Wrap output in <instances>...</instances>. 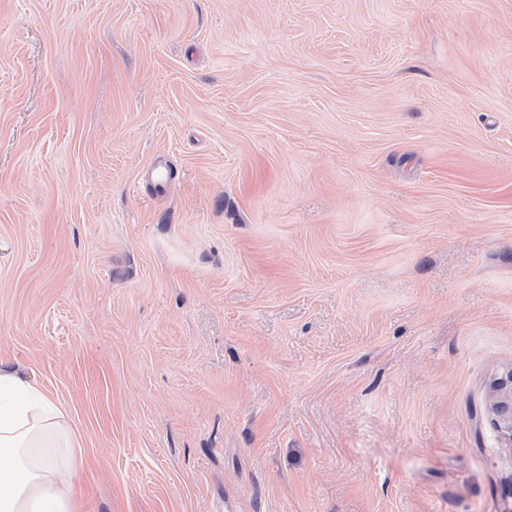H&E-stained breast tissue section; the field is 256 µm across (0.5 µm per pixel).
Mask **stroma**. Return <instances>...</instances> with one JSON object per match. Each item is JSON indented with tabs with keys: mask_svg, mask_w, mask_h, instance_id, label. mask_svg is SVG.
Wrapping results in <instances>:
<instances>
[{
	"mask_svg": "<svg viewBox=\"0 0 512 512\" xmlns=\"http://www.w3.org/2000/svg\"><path fill=\"white\" fill-rule=\"evenodd\" d=\"M0 366L82 512H506L512 0H0ZM493 411L501 434L512 446V369L498 379Z\"/></svg>",
	"mask_w": 512,
	"mask_h": 512,
	"instance_id": "35a3bbf8",
	"label": "stroma"
}]
</instances>
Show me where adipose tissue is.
I'll list each match as a JSON object with an SVG mask.
<instances>
[{
  "mask_svg": "<svg viewBox=\"0 0 512 512\" xmlns=\"http://www.w3.org/2000/svg\"><path fill=\"white\" fill-rule=\"evenodd\" d=\"M77 455L54 401L0 369V512H81Z\"/></svg>",
  "mask_w": 512,
  "mask_h": 512,
  "instance_id": "obj_1",
  "label": "adipose tissue"
}]
</instances>
